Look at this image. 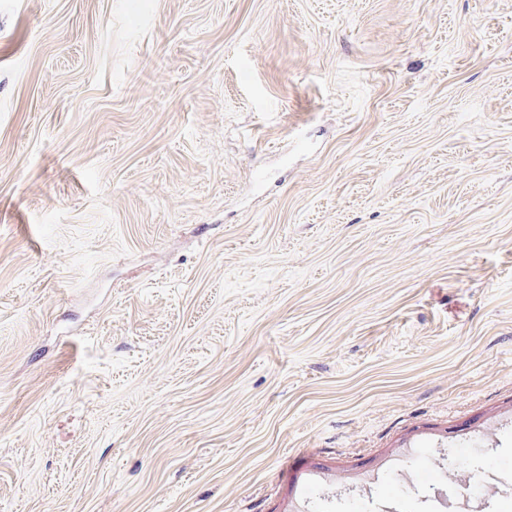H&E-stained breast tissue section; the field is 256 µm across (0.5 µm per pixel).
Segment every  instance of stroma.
Returning a JSON list of instances; mask_svg holds the SVG:
<instances>
[{
	"mask_svg": "<svg viewBox=\"0 0 512 512\" xmlns=\"http://www.w3.org/2000/svg\"><path fill=\"white\" fill-rule=\"evenodd\" d=\"M512 481V0H0V512H434Z\"/></svg>",
	"mask_w": 512,
	"mask_h": 512,
	"instance_id": "1",
	"label": "stroma"
}]
</instances>
